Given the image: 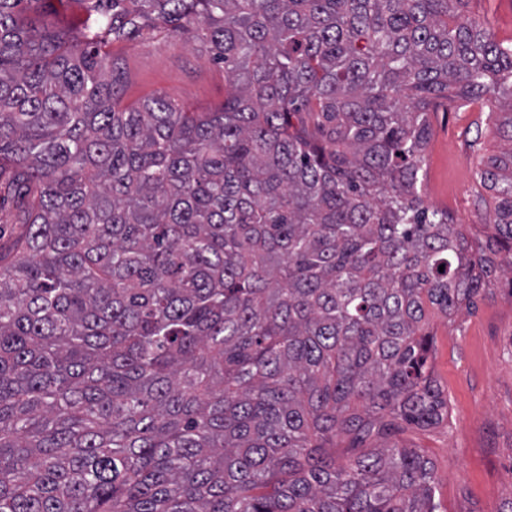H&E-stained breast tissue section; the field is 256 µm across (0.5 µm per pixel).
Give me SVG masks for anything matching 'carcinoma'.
<instances>
[{
    "label": "carcinoma",
    "mask_w": 512,
    "mask_h": 512,
    "mask_svg": "<svg viewBox=\"0 0 512 512\" xmlns=\"http://www.w3.org/2000/svg\"><path fill=\"white\" fill-rule=\"evenodd\" d=\"M0 0V512H437L425 304L512 250V45L470 0ZM195 30L224 103L123 105L102 48ZM509 98L477 242L430 115ZM444 270H439V266ZM53 7L38 5V14L44 22L65 28L82 29L92 20L86 11L85 4L78 0L52 1Z\"/></svg>",
    "instance_id": "cac0c4a2"
}]
</instances>
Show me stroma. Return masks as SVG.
I'll return each mask as SVG.
<instances>
[{
	"label": "stroma",
	"instance_id": "obj_1",
	"mask_svg": "<svg viewBox=\"0 0 512 512\" xmlns=\"http://www.w3.org/2000/svg\"><path fill=\"white\" fill-rule=\"evenodd\" d=\"M496 41L512 43V0H470ZM122 79L123 104L154 95L197 112L224 101V69L200 41L154 32L112 45ZM495 100L451 104L432 116L425 152L424 198L447 210L456 223L487 220L479 201L480 155L500 152ZM434 376L448 396V422L428 430L407 429L404 443L422 448L437 475L441 512H500L512 500V279L501 277L477 307L451 319L429 313Z\"/></svg>",
	"mask_w": 512,
	"mask_h": 512
}]
</instances>
